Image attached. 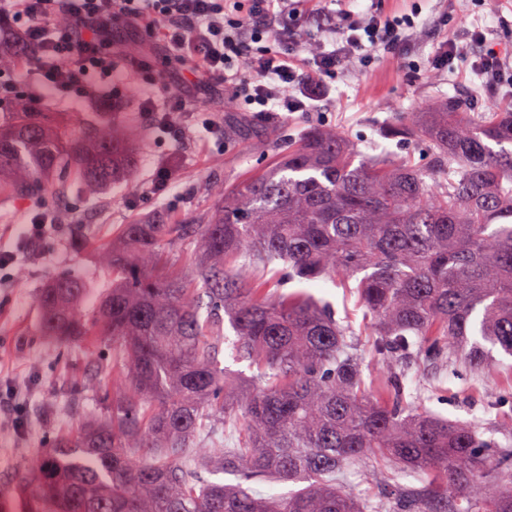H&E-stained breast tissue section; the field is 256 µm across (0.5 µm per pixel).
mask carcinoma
<instances>
[{
    "mask_svg": "<svg viewBox=\"0 0 512 512\" xmlns=\"http://www.w3.org/2000/svg\"><path fill=\"white\" fill-rule=\"evenodd\" d=\"M471 108L429 99L382 124L427 146L425 168L312 127L214 189L200 223L125 225L98 248L112 285L91 308L83 277H51L40 333L112 346V385L105 414L50 439L22 476L20 512H512V425L502 443L428 409L438 389L405 384L410 363L512 358V112ZM117 116L74 131L15 99L0 112V205L60 187L93 198L130 176L140 133ZM321 281L366 308L375 374L354 329L301 289ZM362 471L392 499L350 492ZM261 481L303 487L256 497Z\"/></svg>",
    "mask_w": 512,
    "mask_h": 512,
    "instance_id": "carcinoma-1",
    "label": "carcinoma"
}]
</instances>
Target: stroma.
I'll list each match as a JSON object with an SVG mask.
<instances>
[{"label": "stroma", "instance_id": "obj_1", "mask_svg": "<svg viewBox=\"0 0 512 512\" xmlns=\"http://www.w3.org/2000/svg\"><path fill=\"white\" fill-rule=\"evenodd\" d=\"M414 0H309L304 34L319 39L321 14L344 16L366 10L400 15L417 6ZM417 18L416 37L400 49L377 53L371 70L349 64L335 80L330 93L307 112H257L244 105L236 111H217L210 97L208 108L223 128L214 139L201 134L195 123L184 124L179 136L155 126L151 115L136 109V94L125 97L121 118L142 134L131 176L105 187L92 199L83 195H43L40 205L56 218L37 246L21 247L18 232L29 222L35 207L15 205L9 223H0V254L10 255L0 265V498H16L17 476L33 465L45 446L48 432L67 437L75 434L84 418L102 414L98 401L102 387L111 382L101 360L100 348H63L38 332L36 300L48 279L57 273L87 278L93 287L107 285L110 272L96 264L94 253L112 241L123 225L164 212L187 220H200L216 207L210 191L213 183L236 186L269 166L273 144L283 135L294 136L313 126H335L358 140L367 154L383 150L418 159L395 142L382 139L377 128L391 115L411 112L432 98L468 99L481 112H512V89L485 84L472 65L483 48L512 55V0H423ZM480 27L483 45L471 43L469 29ZM457 43L452 67L434 70L429 62L440 47ZM116 54L149 53L155 72L166 83L179 81L187 65L167 55L145 33L119 26L112 32ZM169 166L172 183L160 194L150 193L149 180L162 166ZM78 223L85 245L71 247L69 227ZM411 386L438 387L430 409L452 420L482 418L485 426L512 417V376L504 377L500 364H491L473 375L459 370L439 379L430 370L408 371ZM494 410H487V403Z\"/></svg>", "mask_w": 512, "mask_h": 512}]
</instances>
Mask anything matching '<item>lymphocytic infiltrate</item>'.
Listing matches in <instances>:
<instances>
[{"mask_svg":"<svg viewBox=\"0 0 512 512\" xmlns=\"http://www.w3.org/2000/svg\"><path fill=\"white\" fill-rule=\"evenodd\" d=\"M298 0H0V52L19 50L11 77L0 78V103L12 102L30 75L70 103L98 95L116 104L124 89L143 91L144 111L174 130L195 113L192 93L225 88L223 106L240 99L287 112L308 110L325 95L326 79L347 63L369 68L376 51L392 52L417 31L412 18L365 14L347 23L322 19L332 49H318L312 69L296 55L301 27ZM142 29L169 52L188 58L189 85L158 88L149 61L117 68L114 25Z\"/></svg>","mask_w":512,"mask_h":512,"instance_id":"f902f5d3","label":"lymphocytic infiltrate"}]
</instances>
